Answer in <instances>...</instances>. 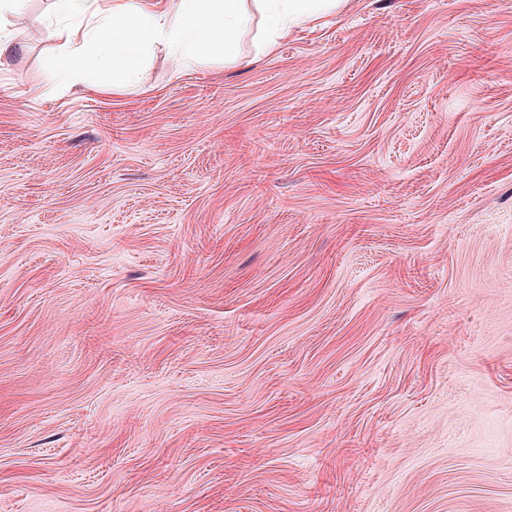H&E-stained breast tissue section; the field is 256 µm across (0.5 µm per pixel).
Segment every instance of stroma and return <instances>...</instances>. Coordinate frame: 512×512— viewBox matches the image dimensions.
<instances>
[{"label": "stroma", "instance_id": "obj_1", "mask_svg": "<svg viewBox=\"0 0 512 512\" xmlns=\"http://www.w3.org/2000/svg\"><path fill=\"white\" fill-rule=\"evenodd\" d=\"M0 61V512H512V0L272 53Z\"/></svg>", "mask_w": 512, "mask_h": 512}]
</instances>
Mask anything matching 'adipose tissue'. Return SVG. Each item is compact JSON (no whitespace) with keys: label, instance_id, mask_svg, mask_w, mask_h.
<instances>
[{"label":"adipose tissue","instance_id":"ef3b65f1","mask_svg":"<svg viewBox=\"0 0 512 512\" xmlns=\"http://www.w3.org/2000/svg\"><path fill=\"white\" fill-rule=\"evenodd\" d=\"M58 12L76 18L64 44L48 61L61 77L98 88L97 73L109 61L127 75L140 65L139 51L170 48L180 66H196L211 54L239 56L238 39L261 22L259 49L271 52L296 26L336 13L343 0H55Z\"/></svg>","mask_w":512,"mask_h":512}]
</instances>
